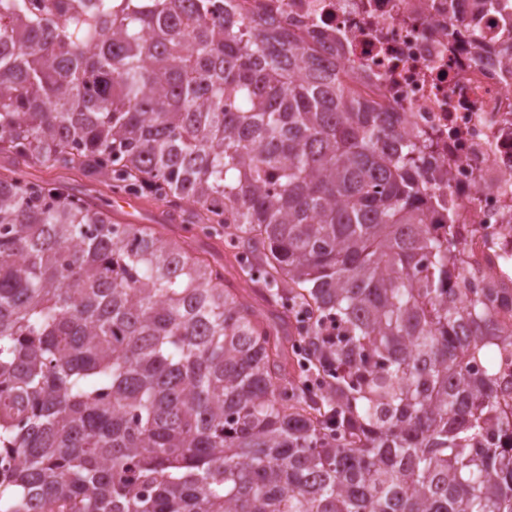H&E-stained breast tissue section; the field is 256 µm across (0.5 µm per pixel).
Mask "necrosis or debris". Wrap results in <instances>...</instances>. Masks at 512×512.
<instances>
[{
  "instance_id": "4bbe7bcc",
  "label": "necrosis or debris",
  "mask_w": 512,
  "mask_h": 512,
  "mask_svg": "<svg viewBox=\"0 0 512 512\" xmlns=\"http://www.w3.org/2000/svg\"><path fill=\"white\" fill-rule=\"evenodd\" d=\"M243 16L339 55L356 89L394 113L405 135L428 141L434 169L419 178L431 223L477 224L468 253L491 276L512 273V70L474 45L512 30V0H232Z\"/></svg>"
}]
</instances>
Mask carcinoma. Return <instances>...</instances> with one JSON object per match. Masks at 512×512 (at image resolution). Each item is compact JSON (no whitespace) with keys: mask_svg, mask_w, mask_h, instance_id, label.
<instances>
[{"mask_svg":"<svg viewBox=\"0 0 512 512\" xmlns=\"http://www.w3.org/2000/svg\"><path fill=\"white\" fill-rule=\"evenodd\" d=\"M0 155V512H512V280L336 59L207 0H5ZM119 204L122 203L112 201V221L118 224H164L168 234L172 237H179L181 235L191 237L190 234L182 230L183 224H180L177 219L163 212L161 213V210H157L141 201H139V206L134 211L129 208H123L125 206L135 208L137 204L133 199L123 200L122 207Z\"/></svg>","mask_w":512,"mask_h":512,"instance_id":"carcinoma-1","label":"carcinoma"}]
</instances>
